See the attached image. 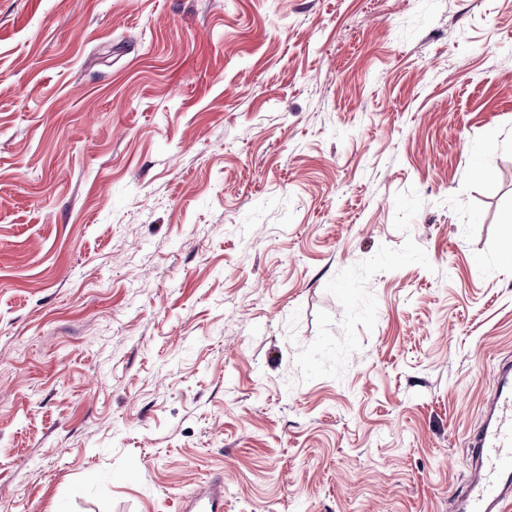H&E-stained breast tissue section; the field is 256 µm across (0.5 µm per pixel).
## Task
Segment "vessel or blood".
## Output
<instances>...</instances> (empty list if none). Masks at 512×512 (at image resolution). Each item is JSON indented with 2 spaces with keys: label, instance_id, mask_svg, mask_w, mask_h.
Segmentation results:
<instances>
[{
  "label": "vessel or blood",
  "instance_id": "vessel-or-blood-1",
  "mask_svg": "<svg viewBox=\"0 0 512 512\" xmlns=\"http://www.w3.org/2000/svg\"><path fill=\"white\" fill-rule=\"evenodd\" d=\"M480 424L468 440L469 474L453 498L455 512H512V361L492 374ZM181 512H224V481L198 485L180 502Z\"/></svg>",
  "mask_w": 512,
  "mask_h": 512
}]
</instances>
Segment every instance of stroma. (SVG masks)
<instances>
[{
    "mask_svg": "<svg viewBox=\"0 0 512 512\" xmlns=\"http://www.w3.org/2000/svg\"><path fill=\"white\" fill-rule=\"evenodd\" d=\"M511 212L512 0H0V512H450ZM181 512H224V479L198 485L180 501Z\"/></svg>",
    "mask_w": 512,
    "mask_h": 512,
    "instance_id": "obj_1",
    "label": "stroma"
}]
</instances>
